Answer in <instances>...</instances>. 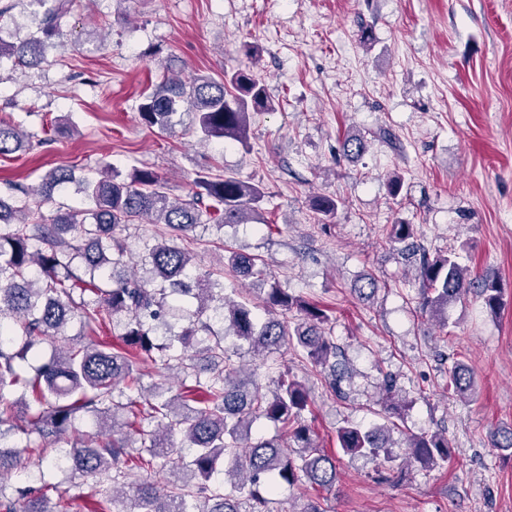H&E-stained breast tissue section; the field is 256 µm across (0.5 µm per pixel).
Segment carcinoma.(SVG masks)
Here are the masks:
<instances>
[{"instance_id":"obj_1","label":"carcinoma","mask_w":512,"mask_h":512,"mask_svg":"<svg viewBox=\"0 0 512 512\" xmlns=\"http://www.w3.org/2000/svg\"><path fill=\"white\" fill-rule=\"evenodd\" d=\"M36 34L18 45L0 42V57L8 55L28 65L42 62L47 49L59 38L63 18L76 0H50ZM247 63L218 79L199 75L190 81L166 77L138 105L142 123L166 129L180 108L196 114L201 140L224 139L249 147L250 120L256 112L274 110L266 87L254 74L256 54L245 49ZM33 135L0 122V156L31 143ZM367 149L364 135L347 136L343 154L358 158ZM78 185L91 207L58 204L46 216L43 204L55 201L68 185ZM189 199L173 200L157 173L134 168L127 176L103 163L94 178L76 180L72 170H49L35 186H14L0 196V439L7 434H35L37 444L4 451L0 448V477L24 461L45 458L46 447L64 435L84 415L100 423L112 422V432L73 443L65 459L76 470L101 475L114 471L125 479L143 472L167 471L172 479L161 491L142 482L131 507L105 496L90 512H274L273 497L281 484L306 478L310 486H336V460L314 444L306 423L311 397L308 386L285 366L266 393L256 373L236 366L224 341L233 337L257 354L271 355L283 348H300L320 369L325 385L342 394L351 380L350 366L339 358L331 336V321L324 309L281 287L258 255L231 253V268L248 279L269 283L265 317L245 302L224 293L223 283L201 272L188 282L193 256L178 243L188 231L203 224H266L265 192L249 181L198 172L190 182ZM312 209L324 220L335 217L338 201L318 196ZM164 224L170 236L146 240L142 260L148 276L114 280L105 269L126 262L122 235L143 221ZM415 225L397 221L386 243L402 257L418 256L421 282L420 310L438 327L448 326V304L464 299L473 284L468 269L454 252L429 256L414 243ZM378 290L372 275L360 279L353 293L362 301ZM190 295L193 309L184 310L179 330L165 320L173 309L168 297ZM479 293L485 309L495 314L501 307L500 289L485 280ZM219 302L222 330L210 321L211 303ZM300 313L297 323L273 316L274 310ZM125 320L117 344L90 340L72 345L64 328L78 320L87 335L106 325V316ZM169 336L157 342V324ZM40 344L53 355L35 366L29 355ZM199 348L204 363L187 356ZM177 362L184 375L182 391L170 398L157 392L145 397L142 365L156 355ZM448 386L466 397L476 388L471 369L461 361L448 367ZM30 395L23 410L10 395ZM401 399L387 382L380 405L385 423L363 428L347 424L336 431L338 448L352 457L389 458L392 417ZM264 418L294 442L290 448L275 439H251L254 421ZM192 449L189 456H174L172 438ZM412 458L425 468L448 464L450 446L442 431L409 438ZM112 507H107V503ZM50 512L47 495L11 494L0 481V512Z\"/></svg>"}]
</instances>
